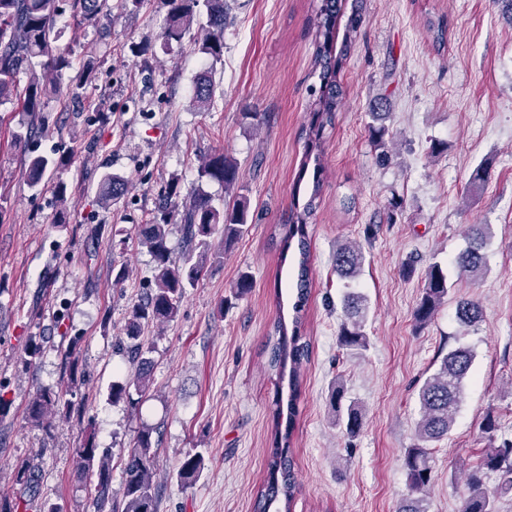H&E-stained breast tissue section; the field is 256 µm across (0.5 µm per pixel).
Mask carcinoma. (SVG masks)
<instances>
[{
  "label": "carcinoma",
  "mask_w": 512,
  "mask_h": 512,
  "mask_svg": "<svg viewBox=\"0 0 512 512\" xmlns=\"http://www.w3.org/2000/svg\"><path fill=\"white\" fill-rule=\"evenodd\" d=\"M71 10L74 18L82 23L100 20L107 8L106 0H0V105L14 103L19 111L34 124L36 115L43 111L44 100L56 87L54 74L72 68V62L56 45L54 28L60 2ZM204 3L207 9L206 35L198 42V51L218 62L224 55V0H164L167 7V25L161 33L163 43L179 42L197 22L196 7ZM340 0H318L313 17V71L318 73L320 86L310 88L309 123L303 131L304 153L298 181H303L308 170H313L312 190L308 198H301V186H296L293 200L280 231L279 246L287 251L297 244L301 261L296 283V301L293 304L291 325L281 317L274 323L276 340L268 344V365L278 371L279 377H288L289 418L296 414V401L300 393L301 370L310 357V344L304 340V307L308 298L310 245L307 224L312 218L320 197L323 168L320 154L325 131L332 126L340 110L344 90L337 80L343 67L348 48L355 40L364 17L365 0H352L350 14L344 29L341 46H336V6ZM433 42L439 49L445 47L448 20L439 17L428 21ZM96 61L90 57L79 65L70 78L72 96L80 97L81 91L91 83ZM25 76V86H20V76ZM213 83L210 70H203L196 78L192 101L205 109L212 103ZM374 124L369 126V137L378 149L377 159H388L389 128L385 114L372 113ZM65 166L62 159L32 156L26 160V176L30 187L40 185L48 169ZM198 179L224 185V193L235 195L233 207L224 209L204 191H198L184 206L180 231L187 245L181 260L175 261L168 245L170 224L168 206L176 203L181 193L179 182L172 181L165 189L164 202L158 207L153 220L137 227V238L147 248L155 262L151 288L133 305L119 339V349L137 369L135 378L114 382L109 391L112 402L134 401L133 395L143 397L151 388L153 361L149 357L151 346L144 340V328L151 324L162 327L179 314L183 299L214 265L219 256L212 251L211 238L216 231L224 235L228 246L249 229V211L246 197L240 193L239 173L236 163L222 152L208 154L198 168ZM127 181L119 176L105 174L100 180L102 203L119 200L127 191ZM59 202L56 223L67 219L68 187L59 182L55 188ZM492 238L491 225L474 224L470 227L467 247L455 258L457 278L472 285L478 284L489 270L487 248ZM336 273L349 280L356 279L365 262L363 248L356 242L336 246L333 257ZM448 271L433 262L427 267L421 296L413 311L416 326L421 328L434 318L448 297ZM346 314L338 331V345L346 351H361L368 346L365 332L369 306L365 298L354 293L343 298ZM483 318L482 304L473 298L457 301L456 321L467 330L478 325ZM80 339L73 338L64 354L66 388L45 387L29 399L26 413L36 425L51 428L55 418L69 413V392L81 382L83 372L78 367ZM473 351L457 345L444 354L438 369L417 387L420 418L416 424L415 442L403 455L407 494L401 499L397 512H429L428 494L434 480L433 452L431 445L442 440L452 431L459 411L464 384L471 373ZM331 405L336 425L349 438L356 437L363 425V409L355 401H345L343 384L335 381L331 390ZM500 426L493 410H488L481 424V432L489 442L483 450L478 465L466 470L460 512H495V498L499 493L512 491V436L499 434ZM155 430H139L132 448L127 451L122 471L123 498L112 500V467L108 454L98 448L94 433H86L75 449L83 488L97 512H157L158 489L154 481ZM200 454L188 455L181 461L177 476L183 482L195 480L202 469ZM268 482L262 487L257 500L258 512H264L266 501L276 499L283 503L285 512H291L295 499L297 476L294 461L288 451V433L274 425L272 448L268 450ZM495 475L497 486L491 490L486 479ZM14 480L22 486L34 512H58L53 504L41 499L38 478L33 467L19 461L14 467Z\"/></svg>",
  "instance_id": "cac0c4a2"
}]
</instances>
